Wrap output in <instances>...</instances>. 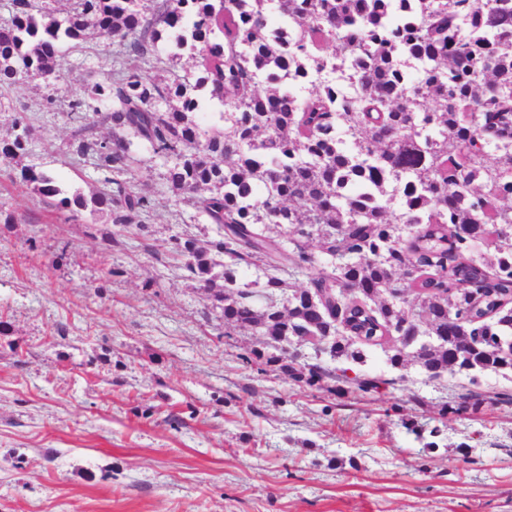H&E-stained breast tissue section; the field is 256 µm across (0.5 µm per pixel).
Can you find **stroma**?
I'll list each match as a JSON object with an SVG mask.
<instances>
[{
  "mask_svg": "<svg viewBox=\"0 0 512 512\" xmlns=\"http://www.w3.org/2000/svg\"><path fill=\"white\" fill-rule=\"evenodd\" d=\"M101 36L71 50L53 85H14L33 127L22 162L68 191L101 177L69 148L70 100L109 68ZM136 179L152 193L142 229L118 235L45 208L0 166V512H512V374L480 379L475 415L444 416L468 394L461 374L428 378L370 349L378 391L342 397L241 360L251 333H226L168 243L215 232L163 186L142 150ZM439 429L421 447L406 422Z\"/></svg>",
  "mask_w": 512,
  "mask_h": 512,
  "instance_id": "obj_1",
  "label": "stroma"
}]
</instances>
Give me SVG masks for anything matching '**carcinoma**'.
<instances>
[{"mask_svg":"<svg viewBox=\"0 0 512 512\" xmlns=\"http://www.w3.org/2000/svg\"><path fill=\"white\" fill-rule=\"evenodd\" d=\"M271 2L72 0L60 19L10 0L0 90L56 77L65 48L98 34L119 42L110 71L69 104L83 114L73 152L123 174L139 168L135 146L167 160V190L218 234L205 246L174 237L169 252L225 327L258 337L242 357L258 371L369 393L382 379L298 364L283 340L330 336L324 354L360 364L365 348L411 333L390 347L391 366L473 385L512 372V0ZM168 44L172 64L189 53L195 80L130 66L162 62ZM202 92L223 107L205 131ZM102 125L122 135L101 139ZM15 127L1 166L27 153L31 128ZM19 175L73 218L129 228L151 208L133 177L68 196L34 165ZM262 257L263 279L244 282ZM481 404L465 396L444 412Z\"/></svg>","mask_w":512,"mask_h":512,"instance_id":"carcinoma-1","label":"carcinoma"}]
</instances>
